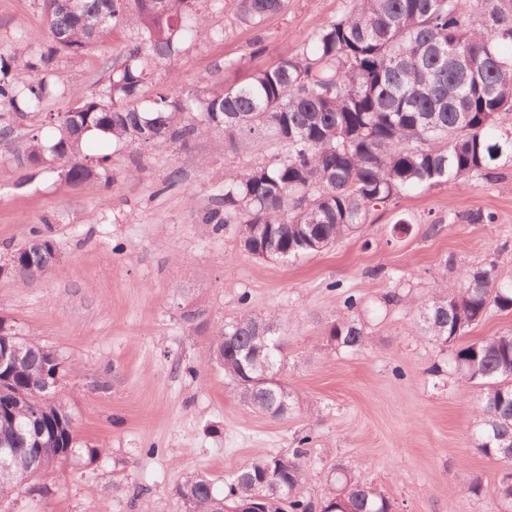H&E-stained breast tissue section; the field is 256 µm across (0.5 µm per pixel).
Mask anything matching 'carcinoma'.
<instances>
[{"label": "carcinoma", "mask_w": 512, "mask_h": 512, "mask_svg": "<svg viewBox=\"0 0 512 512\" xmlns=\"http://www.w3.org/2000/svg\"><path fill=\"white\" fill-rule=\"evenodd\" d=\"M221 0H81L79 20L71 0H45L51 38L47 52L27 66L34 79H7L0 58V139L18 118L40 109L57 94L49 66L57 53L81 55L108 29L135 30L98 95L75 92L57 120L28 133V166L54 172L79 185L110 181L106 150L115 145L159 149L185 146L217 130L235 148L275 145L274 162L254 166L224 181V210L210 209L206 223L219 232L238 225L248 253L268 251L290 261L329 249L336 240L368 223L378 205H388L418 187L465 184L489 178L502 160L512 162V131L496 125L512 112V0H344L337 17L319 24L301 50L252 73L242 85L219 91L143 88L152 67L174 60L183 45L206 28ZM284 0H235L236 21L259 29ZM468 61L462 78L452 57ZM25 246L12 252L3 271L26 281ZM512 313V281L500 280L495 261L466 271L452 287L435 290L419 315L422 335L452 346L490 312ZM329 342L348 351L366 342L364 329L345 317ZM25 358L0 377V402H12L18 421L42 416L55 436L42 449L29 447L26 428L0 421V444L14 448L19 464H0V502L21 490L25 476L48 474L76 455L71 413L61 399H42L45 378L62 358L25 338ZM213 353L232 391L248 408L275 420L300 410L280 385L254 387L248 379L278 375L284 341L275 330L243 315L216 332ZM451 371L478 391L472 435L484 454L501 460L492 490L480 484L469 493H489L496 507L512 506V459H502L499 442L512 437V331L468 342L453 355ZM287 453L252 459L225 483L190 473L176 494L185 512H225L252 496L268 499L269 512H395L391 498L374 490L353 470L338 466L331 494L315 503L305 494V445Z\"/></svg>", "instance_id": "obj_1"}]
</instances>
